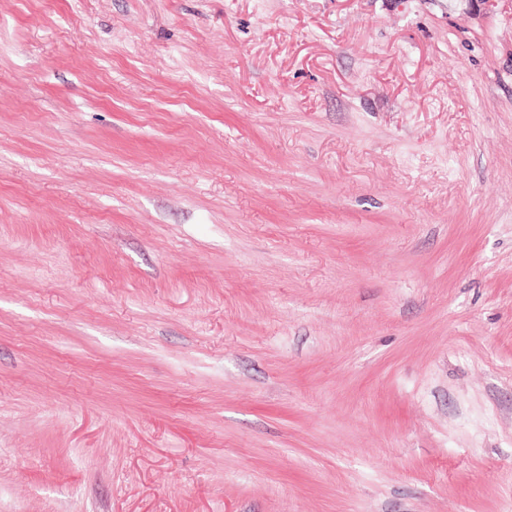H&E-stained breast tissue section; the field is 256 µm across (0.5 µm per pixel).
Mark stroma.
Listing matches in <instances>:
<instances>
[{
	"label": "stroma",
	"instance_id": "stroma-1",
	"mask_svg": "<svg viewBox=\"0 0 512 512\" xmlns=\"http://www.w3.org/2000/svg\"><path fill=\"white\" fill-rule=\"evenodd\" d=\"M0 512H512V0H0Z\"/></svg>",
	"mask_w": 512,
	"mask_h": 512
}]
</instances>
